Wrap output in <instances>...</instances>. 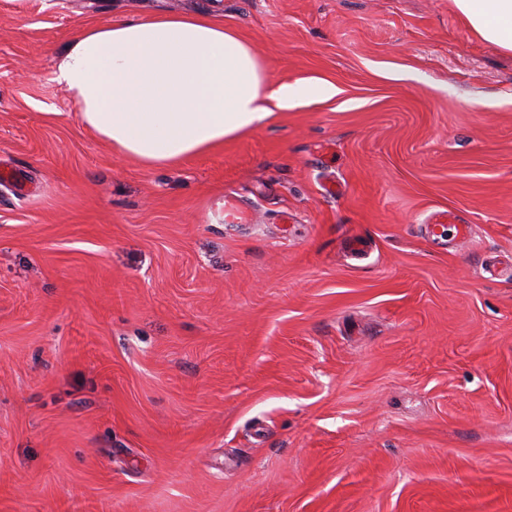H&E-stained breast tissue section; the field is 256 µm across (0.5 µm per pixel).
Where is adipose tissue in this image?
Segmentation results:
<instances>
[{"instance_id": "ef3b65f1", "label": "adipose tissue", "mask_w": 512, "mask_h": 512, "mask_svg": "<svg viewBox=\"0 0 512 512\" xmlns=\"http://www.w3.org/2000/svg\"><path fill=\"white\" fill-rule=\"evenodd\" d=\"M483 40L512 51V0H452ZM83 126L145 167L180 163L263 122L310 93L334 85L277 82L267 63L210 13L96 22L58 56Z\"/></svg>"}]
</instances>
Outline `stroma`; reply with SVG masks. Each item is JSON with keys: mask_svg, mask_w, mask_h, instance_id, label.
<instances>
[{"mask_svg": "<svg viewBox=\"0 0 512 512\" xmlns=\"http://www.w3.org/2000/svg\"><path fill=\"white\" fill-rule=\"evenodd\" d=\"M192 11L336 97L118 154L58 54ZM0 512H512V52L450 0H0ZM253 221V211L243 205L231 194L224 196V222L227 224H250Z\"/></svg>", "mask_w": 512, "mask_h": 512, "instance_id": "35a3bbf8", "label": "stroma"}]
</instances>
